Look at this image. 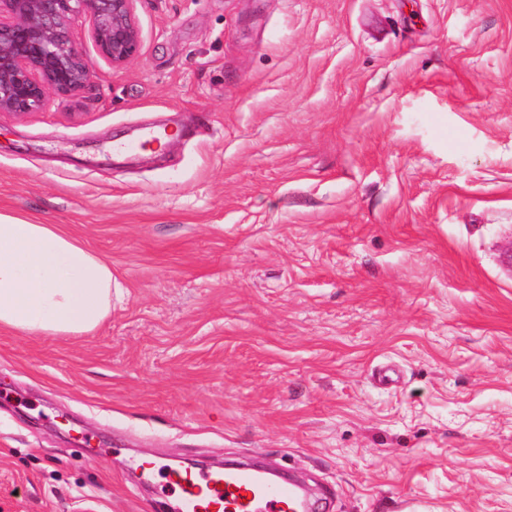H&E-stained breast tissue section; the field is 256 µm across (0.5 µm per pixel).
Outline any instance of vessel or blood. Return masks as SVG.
I'll list each match as a JSON object with an SVG mask.
<instances>
[{
	"label": "vessel or blood",
	"instance_id": "vessel-or-blood-1",
	"mask_svg": "<svg viewBox=\"0 0 512 512\" xmlns=\"http://www.w3.org/2000/svg\"><path fill=\"white\" fill-rule=\"evenodd\" d=\"M161 489L173 492L180 512H301L308 504L300 485L281 476L265 479L247 464L206 474L171 469Z\"/></svg>",
	"mask_w": 512,
	"mask_h": 512
}]
</instances>
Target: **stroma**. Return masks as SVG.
<instances>
[{"label":"stroma","mask_w":512,"mask_h":512,"mask_svg":"<svg viewBox=\"0 0 512 512\" xmlns=\"http://www.w3.org/2000/svg\"><path fill=\"white\" fill-rule=\"evenodd\" d=\"M135 14L126 66L76 17L92 85L0 112V212L113 279L93 334L0 330V512L251 457L318 512H512V0Z\"/></svg>","instance_id":"1"}]
</instances>
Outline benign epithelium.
Listing matches in <instances>:
<instances>
[{
  "mask_svg": "<svg viewBox=\"0 0 512 512\" xmlns=\"http://www.w3.org/2000/svg\"><path fill=\"white\" fill-rule=\"evenodd\" d=\"M136 0H0V112L41 109L51 91L74 95L94 78L72 21L90 18V37L113 67L140 53Z\"/></svg>",
  "mask_w": 512,
  "mask_h": 512,
  "instance_id": "obj_1",
  "label": "benign epithelium"
}]
</instances>
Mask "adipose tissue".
Returning a JSON list of instances; mask_svg holds the SVG:
<instances>
[{"mask_svg":"<svg viewBox=\"0 0 512 512\" xmlns=\"http://www.w3.org/2000/svg\"><path fill=\"white\" fill-rule=\"evenodd\" d=\"M112 311V269L53 224L0 213V329L20 336L94 333Z\"/></svg>","mask_w":512,"mask_h":512,"instance_id":"ef3b65f1","label":"adipose tissue"}]
</instances>
